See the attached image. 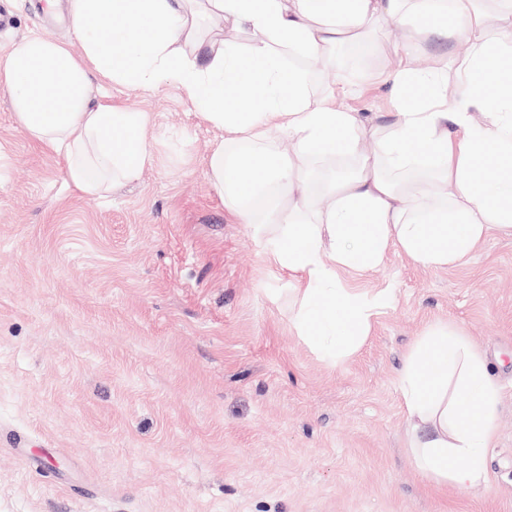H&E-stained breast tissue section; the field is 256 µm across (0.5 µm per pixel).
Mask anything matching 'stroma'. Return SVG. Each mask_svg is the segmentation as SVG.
<instances>
[{
    "mask_svg": "<svg viewBox=\"0 0 512 512\" xmlns=\"http://www.w3.org/2000/svg\"><path fill=\"white\" fill-rule=\"evenodd\" d=\"M67 0H0V57L39 36L82 49ZM354 109L390 122L373 77ZM147 113L154 158L103 199L67 182L0 90V512H512V233L457 265L402 252L347 287L390 291L360 347L321 360L290 320L288 276L224 210L216 130L183 90L101 86ZM462 328L500 402L487 484L438 486L409 448L398 375L426 330Z\"/></svg>",
    "mask_w": 512,
    "mask_h": 512,
    "instance_id": "stroma-1",
    "label": "stroma"
}]
</instances>
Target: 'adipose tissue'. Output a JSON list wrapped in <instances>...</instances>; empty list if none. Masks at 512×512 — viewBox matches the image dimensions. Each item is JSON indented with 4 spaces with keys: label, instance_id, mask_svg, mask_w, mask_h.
<instances>
[{
    "label": "adipose tissue",
    "instance_id": "adipose-tissue-1",
    "mask_svg": "<svg viewBox=\"0 0 512 512\" xmlns=\"http://www.w3.org/2000/svg\"><path fill=\"white\" fill-rule=\"evenodd\" d=\"M68 12L82 56L28 36L0 60L17 121L64 159L71 186L101 199L140 178L153 144L146 113L94 100V79L178 84L220 133L206 150L210 183L287 273L296 332L328 364L360 346L390 299L337 287L338 272L362 273L393 248L444 268L492 232H512V0H68ZM202 14L247 34V46L209 41L199 63L191 47ZM390 20L403 43L377 73L396 93L382 125L350 107L358 85L344 66L323 91L308 66ZM450 37L466 44L462 58L418 65L414 48ZM398 388L421 474L487 483L498 387L463 332L431 328Z\"/></svg>",
    "mask_w": 512,
    "mask_h": 512
}]
</instances>
